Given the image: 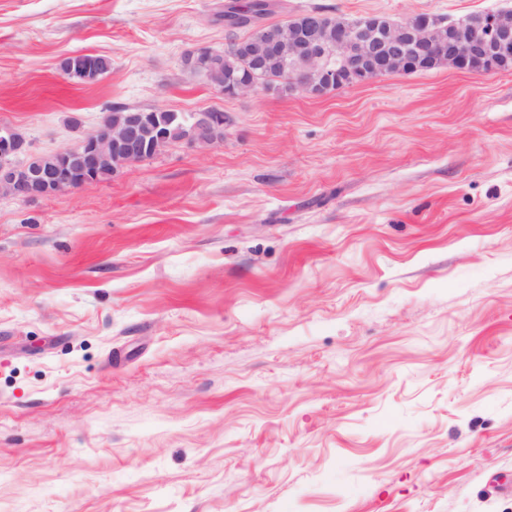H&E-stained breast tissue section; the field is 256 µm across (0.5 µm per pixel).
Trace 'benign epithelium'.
<instances>
[{"label":"benign epithelium","mask_w":512,"mask_h":512,"mask_svg":"<svg viewBox=\"0 0 512 512\" xmlns=\"http://www.w3.org/2000/svg\"><path fill=\"white\" fill-rule=\"evenodd\" d=\"M296 65L289 73L290 88L314 97L334 92L336 73L326 68L334 60L345 69L354 84L376 78L380 70L405 72L422 60L444 63L457 70L491 72L494 62L512 59V17L478 14L448 26L443 32L429 24L386 22L367 15L358 24L342 27L311 21L301 28L288 24L271 45L250 53L260 64L269 57ZM112 68L108 57L87 54L77 72L63 70L66 78L86 82ZM224 126V113L209 109L172 112L160 126L154 113L132 108L107 112L78 146L54 152L58 163L50 167L30 164V143L15 128L0 126V195L35 200L78 189L99 180L109 167L112 174L130 164L158 154L172 142L186 140L207 149L217 143L215 130Z\"/></svg>","instance_id":"obj_1"}]
</instances>
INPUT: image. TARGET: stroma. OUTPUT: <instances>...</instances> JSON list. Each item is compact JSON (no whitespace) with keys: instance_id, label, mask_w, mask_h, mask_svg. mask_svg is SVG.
Returning <instances> with one entry per match:
<instances>
[{"instance_id":"stroma-1","label":"stroma","mask_w":512,"mask_h":512,"mask_svg":"<svg viewBox=\"0 0 512 512\" xmlns=\"http://www.w3.org/2000/svg\"><path fill=\"white\" fill-rule=\"evenodd\" d=\"M224 3L0 0V125L34 153L115 103L227 118L0 196V512H512V71L227 97L183 66ZM75 52L112 69L73 82Z\"/></svg>"}]
</instances>
